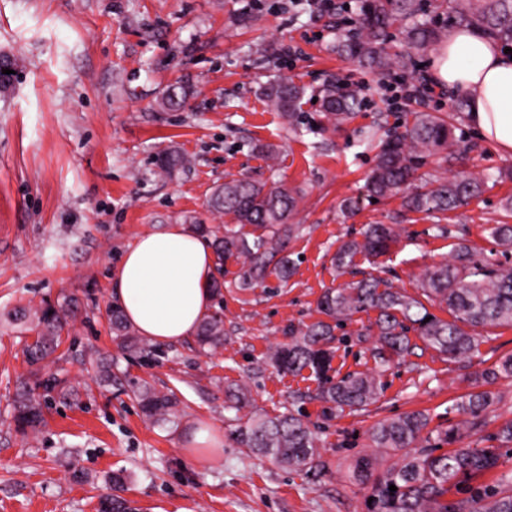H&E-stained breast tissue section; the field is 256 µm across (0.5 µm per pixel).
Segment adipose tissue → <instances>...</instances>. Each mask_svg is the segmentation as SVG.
Returning a JSON list of instances; mask_svg holds the SVG:
<instances>
[{
	"label": "adipose tissue",
	"mask_w": 512,
	"mask_h": 512,
	"mask_svg": "<svg viewBox=\"0 0 512 512\" xmlns=\"http://www.w3.org/2000/svg\"><path fill=\"white\" fill-rule=\"evenodd\" d=\"M430 76L448 90L465 92L468 121L481 140L512 154V55L467 27L448 30L430 61ZM213 251L209 239L171 224L137 238L115 272L116 299L127 323L156 344L196 334L213 296ZM189 457L219 461L222 432L202 423L181 439Z\"/></svg>",
	"instance_id": "ef3b65f1"
}]
</instances>
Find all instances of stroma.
<instances>
[{
    "label": "stroma",
    "mask_w": 512,
    "mask_h": 512,
    "mask_svg": "<svg viewBox=\"0 0 512 512\" xmlns=\"http://www.w3.org/2000/svg\"><path fill=\"white\" fill-rule=\"evenodd\" d=\"M348 2L332 0L327 10L319 0H0V68L11 72L0 83V512H97L107 477L121 470L122 495L140 512H367V486L351 470L368 451L370 428L416 410L429 413L431 428L457 425V403L487 388L480 373L512 353V325L477 328L481 342L469 360L410 333V353L383 372L377 398L341 411L321 399L323 381L311 370L283 373L268 360L290 329L323 320L326 289L375 278L420 296L425 270L463 241L512 265V247L488 233L512 224L500 207L512 180L498 177L512 155L482 141L465 117L454 121L463 132L454 160L433 157L424 173L481 174V197L431 215L406 210L398 197H366L374 152L362 133L409 112L454 114L457 95L439 85L429 98L410 99L403 78L340 57L337 39L354 30ZM285 45L296 54H282ZM282 77L311 94L332 77L363 87L365 105L333 131L292 127L262 97ZM180 81L194 90L185 107L161 108ZM168 148L191 160L171 177L157 166ZM242 177L301 189V232L288 244L295 274L243 290L241 263L229 259L217 273L223 346L203 352L192 336L158 346L151 362L126 353L108 318L123 252L170 224H232L208 201L217 185ZM349 198L357 210L345 211ZM368 224L395 225L396 242L380 257L356 256L352 274H338L337 248ZM44 300L70 302L74 311L44 372L82 391L78 400L52 401L41 431L24 436L9 427L8 409L33 380L23 354L31 336L5 318ZM376 317L360 311L336 328L331 376L374 371L367 330ZM102 359L112 364L106 388L95 384ZM142 380L182 400L179 426L143 422L131 392ZM488 388L500 396L492 420L462 446L486 447L512 420V380ZM237 389L247 408H231L228 393ZM254 411L301 415L319 437V466L288 469L242 448L236 431ZM206 422L224 432L215 463L181 450L183 432Z\"/></svg>",
    "instance_id": "35a3bbf8"
}]
</instances>
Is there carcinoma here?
Here are the masks:
<instances>
[{
	"mask_svg": "<svg viewBox=\"0 0 512 512\" xmlns=\"http://www.w3.org/2000/svg\"><path fill=\"white\" fill-rule=\"evenodd\" d=\"M451 21L469 27L483 36L512 49V0H452ZM424 0H355L353 23L355 32L339 39L337 50L346 58L379 75L405 74L416 68L410 53H391L387 45L395 29L412 49L425 51L437 45L444 36L436 22H420L425 13ZM191 93L185 84L171 86L162 101L166 110H178ZM305 87L290 79L272 84L265 92L266 106L279 112L293 125L303 123L302 101ZM320 104L319 125L323 130L335 129L359 112L365 104L364 89L345 85L334 79L317 91ZM453 125L437 112H414L412 121L396 125L378 145L374 164L366 177L369 196L385 199L402 196L403 206L410 211L432 214L454 210L479 197L485 181L465 172L446 179L424 180L418 172L434 155L453 145ZM187 158L176 151L163 153L157 159L159 168L172 174L185 167ZM301 200L295 187L266 188L250 178L232 179L217 187L210 206L216 213L233 216L239 228L229 226L195 228L213 236L217 266L232 256L243 259L238 274V287L246 290L273 275L287 281L295 263L287 253L290 239L300 232L292 218ZM250 225L253 231L244 232ZM491 237L503 246L512 245V225L494 224ZM361 239L343 242L334 256L336 269L342 271L354 263L358 254L378 257L396 241L392 224H370ZM421 290L427 300L443 305L452 313L447 321L429 313L424 303L406 296L378 279L327 289L319 307L335 325L318 322L290 331L288 343L275 349L270 360L277 370L299 373L310 369L324 379L321 399L334 408H362L372 403L380 383L373 373L357 372L336 380L328 376L332 361L335 328L359 311L378 312L377 346L373 357L378 368H384L392 357L409 352L408 332L415 330L429 346L461 358L471 355L478 346L477 336L464 330L487 324H512V267L496 265L480 257L475 248L459 245L449 262L428 270ZM25 329L34 333L26 344L25 356L36 366L49 358L60 345V333L67 320L63 307L45 302L32 313L21 314ZM112 332L126 349L148 359L155 345L135 334L122 312L109 311ZM198 343L201 349L224 344V319L219 311L202 319ZM481 378L492 383L497 379L512 380V355H506ZM42 390L37 395L34 389ZM63 389L56 379L39 378L35 388L24 389L14 400L11 419L20 433L36 430L44 421L47 397ZM133 395L147 421L152 424H175L180 419L179 401L173 393H162L147 384L133 387ZM499 402L491 391L469 394L457 404L462 420L454 427L423 435L429 418L422 412H408L385 419L371 428L369 447L380 451H404L401 459L377 469V458L363 456L352 467L353 476L370 483L369 512H512V471L501 474L493 483H482L483 475L498 466L502 450L512 447V420L493 435L496 444L485 448H455L464 436L477 434L488 425L489 415ZM239 444L257 454L269 457L290 469L304 470L318 466V439L309 425L293 414L279 417L250 416L237 432ZM452 449H443V446ZM397 490H389V486ZM453 498H448V495ZM98 512H138V508L118 495L102 496Z\"/></svg>",
	"mask_w": 512,
	"mask_h": 512,
	"instance_id": "cac0c4a2",
	"label": "carcinoma"
}]
</instances>
